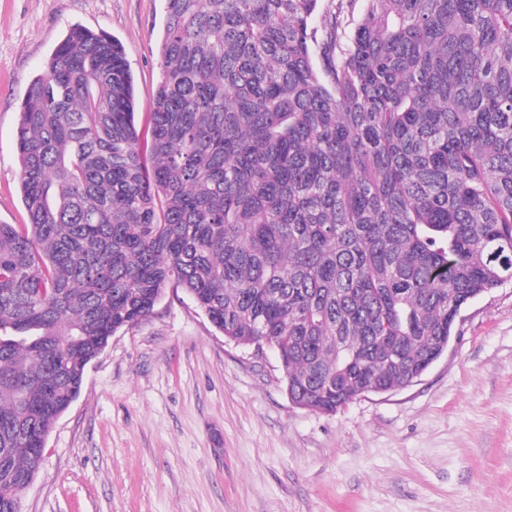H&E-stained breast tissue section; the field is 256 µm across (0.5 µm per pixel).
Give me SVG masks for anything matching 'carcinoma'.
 Wrapping results in <instances>:
<instances>
[{
  "label": "carcinoma",
  "instance_id": "carcinoma-1",
  "mask_svg": "<svg viewBox=\"0 0 512 512\" xmlns=\"http://www.w3.org/2000/svg\"><path fill=\"white\" fill-rule=\"evenodd\" d=\"M135 125L122 44L69 29L16 128L0 222V512L119 330L186 293L288 395L401 387L512 282V0H164Z\"/></svg>",
  "mask_w": 512,
  "mask_h": 512
}]
</instances>
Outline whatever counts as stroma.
<instances>
[{"instance_id":"1","label":"stroma","mask_w":512,"mask_h":512,"mask_svg":"<svg viewBox=\"0 0 512 512\" xmlns=\"http://www.w3.org/2000/svg\"><path fill=\"white\" fill-rule=\"evenodd\" d=\"M163 0H0V222L26 217L15 133L69 28L123 45L144 125ZM22 512H512V284L461 313L412 385L336 414L288 397L278 357L227 341L182 291L118 331L46 440Z\"/></svg>"}]
</instances>
